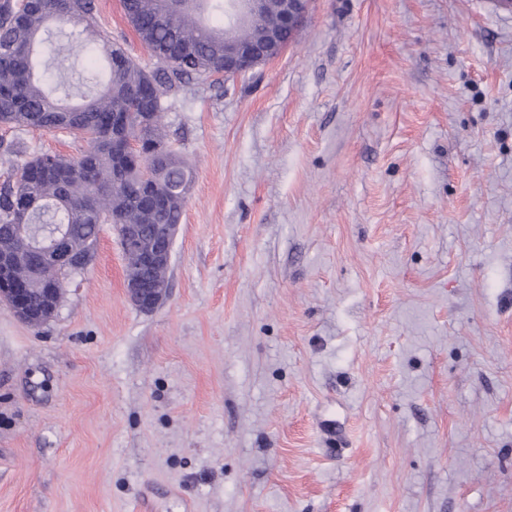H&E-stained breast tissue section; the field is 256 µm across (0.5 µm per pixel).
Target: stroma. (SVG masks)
I'll return each mask as SVG.
<instances>
[{
    "instance_id": "stroma-1",
    "label": "stroma",
    "mask_w": 512,
    "mask_h": 512,
    "mask_svg": "<svg viewBox=\"0 0 512 512\" xmlns=\"http://www.w3.org/2000/svg\"><path fill=\"white\" fill-rule=\"evenodd\" d=\"M489 2L313 0L279 57L169 102L194 183L164 302L129 301L105 224L52 319L0 303V512H512V13ZM87 147L0 127V183Z\"/></svg>"
}]
</instances>
